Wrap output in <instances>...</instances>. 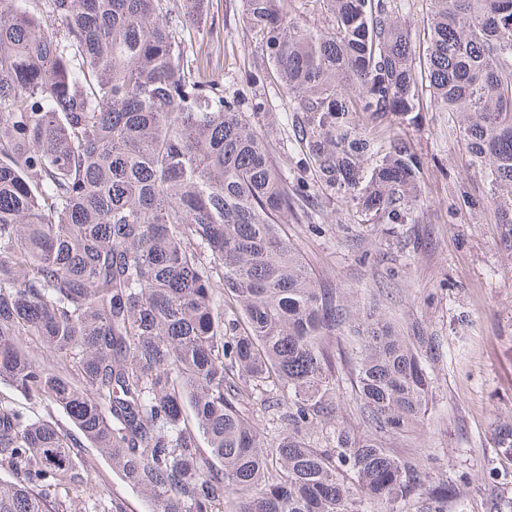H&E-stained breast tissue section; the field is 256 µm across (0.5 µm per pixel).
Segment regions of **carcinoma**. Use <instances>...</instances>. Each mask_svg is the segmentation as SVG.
Instances as JSON below:
<instances>
[{"instance_id": "1", "label": "carcinoma", "mask_w": 512, "mask_h": 512, "mask_svg": "<svg viewBox=\"0 0 512 512\" xmlns=\"http://www.w3.org/2000/svg\"><path fill=\"white\" fill-rule=\"evenodd\" d=\"M203 2L0 0V382L46 409L0 402V512H72L43 490L90 481L86 442L149 512H465L419 452L435 337L320 284L283 225L338 198L418 223L395 123L426 89L512 252V0H425L423 54L409 0H241L310 184L254 125L266 95L242 111L193 49Z\"/></svg>"}]
</instances>
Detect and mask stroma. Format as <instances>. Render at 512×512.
I'll return each instance as SVG.
<instances>
[{"instance_id":"35a3bbf8","label":"stroma","mask_w":512,"mask_h":512,"mask_svg":"<svg viewBox=\"0 0 512 512\" xmlns=\"http://www.w3.org/2000/svg\"><path fill=\"white\" fill-rule=\"evenodd\" d=\"M206 20L217 33L208 53L225 92L247 93L243 76L262 43L240 0H209ZM400 130L427 168L422 223L400 225L392 238L382 225L358 224L354 206L336 199L316 226L289 217L288 239L322 284L361 297L379 285L405 335L437 338L424 463L460 480L468 512H512V455L494 443L496 426L512 424V253L500 244L486 184L469 170L447 113L424 104L418 123ZM78 466L91 470L92 482L53 492L76 512H112L116 500L126 512H147L98 449L85 447Z\"/></svg>"}]
</instances>
